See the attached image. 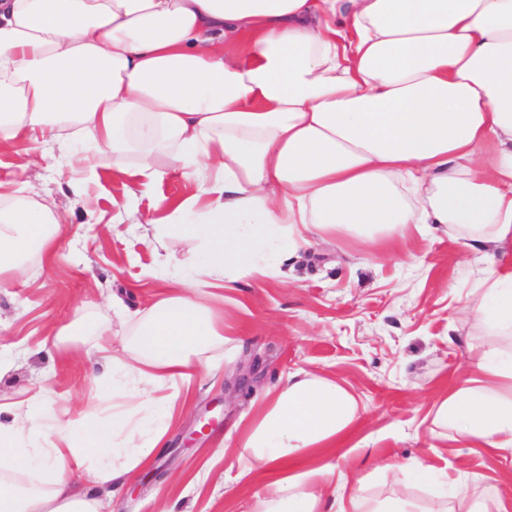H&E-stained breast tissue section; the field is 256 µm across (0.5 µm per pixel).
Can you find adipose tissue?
Segmentation results:
<instances>
[{
  "instance_id": "adipose-tissue-1",
  "label": "adipose tissue",
  "mask_w": 512,
  "mask_h": 512,
  "mask_svg": "<svg viewBox=\"0 0 512 512\" xmlns=\"http://www.w3.org/2000/svg\"><path fill=\"white\" fill-rule=\"evenodd\" d=\"M86 137L131 178L125 213L181 255L180 274L127 318L114 347L86 313L52 345L92 334L94 385L76 419L46 385L0 394V512H106L146 468L202 353L224 342L223 290L281 275L280 256L355 240L375 251L429 225L490 273L465 312L496 336L432 409L464 448L512 456V0H0V140ZM200 195L154 197L171 169ZM153 196L158 220L135 202ZM60 221L0 192V285L23 256L51 260ZM111 390L112 411L96 407ZM353 393L306 371L242 418L239 478L266 481L250 512H512L458 484L427 500L422 461L403 484L337 475L312 459L347 439Z\"/></svg>"
}]
</instances>
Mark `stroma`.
<instances>
[{"mask_svg": "<svg viewBox=\"0 0 512 512\" xmlns=\"http://www.w3.org/2000/svg\"><path fill=\"white\" fill-rule=\"evenodd\" d=\"M67 152L52 146L39 160L31 143L0 146V182L26 197L41 187L38 203L58 215L56 258H25L0 287V358L12 370L0 391L21 393L51 378L58 393L78 404L90 387L86 362L64 361L45 340L70 325L77 311L125 327L108 303L122 293L129 311L147 308L156 293L153 274L166 252L143 242L138 230L114 236L107 226L124 201V176L111 154L98 155L89 194L75 196L66 177ZM463 247L425 230L373 258L357 242L312 247L289 282L270 278L242 284L224 305V344L206 353L202 373L177 409L148 467L130 478L108 512H248L263 476L238 477V448L215 450L254 413L264 394L288 374L307 370L352 391L359 419L348 438L354 447L339 462L347 476L389 461L417 458L435 471L481 486L512 501V459L490 458L431 432L430 412L451 382L465 373L468 348L488 338L461 309L480 264L466 263ZM255 364L250 390L235 391L240 365ZM214 423L202 428L201 415Z\"/></svg>", "mask_w": 512, "mask_h": 512, "instance_id": "stroma-1", "label": "stroma"}]
</instances>
